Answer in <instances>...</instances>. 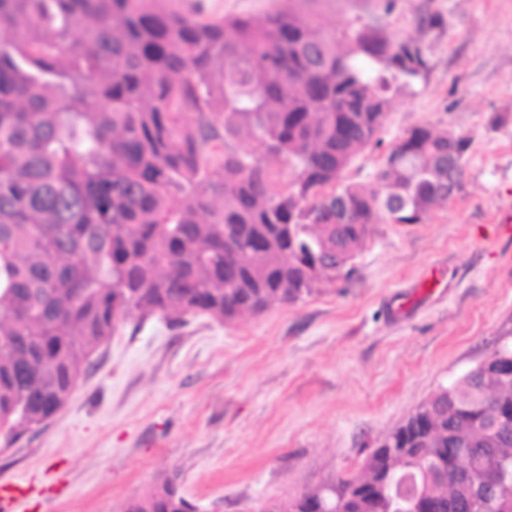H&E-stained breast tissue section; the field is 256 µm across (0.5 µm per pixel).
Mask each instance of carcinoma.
Listing matches in <instances>:
<instances>
[{"label": "carcinoma", "instance_id": "1", "mask_svg": "<svg viewBox=\"0 0 512 512\" xmlns=\"http://www.w3.org/2000/svg\"><path fill=\"white\" fill-rule=\"evenodd\" d=\"M203 17L175 0H0V439L72 396L117 325L225 322L296 303L352 262L384 214L448 201L470 138L426 125L370 184L346 171L427 69L394 40L397 0L329 28L306 4ZM512 356V330L490 357ZM512 512V376L439 386L357 472L265 512ZM174 472L127 512H198ZM495 485L491 499L477 483Z\"/></svg>", "mask_w": 512, "mask_h": 512}]
</instances>
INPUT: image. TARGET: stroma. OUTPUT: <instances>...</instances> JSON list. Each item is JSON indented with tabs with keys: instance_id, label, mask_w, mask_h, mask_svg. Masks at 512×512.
I'll use <instances>...</instances> for the list:
<instances>
[{
	"instance_id": "35a3bbf8",
	"label": "stroma",
	"mask_w": 512,
	"mask_h": 512,
	"mask_svg": "<svg viewBox=\"0 0 512 512\" xmlns=\"http://www.w3.org/2000/svg\"><path fill=\"white\" fill-rule=\"evenodd\" d=\"M179 3L207 17L272 0ZM388 33L428 68L394 98L384 145L421 125L470 137L450 200L417 224L381 218L350 277L297 303L121 326L42 430L0 445V483L43 489L27 512H126L172 472L199 512H259L358 470L512 328V239L493 236L512 212V0H400Z\"/></svg>"
}]
</instances>
